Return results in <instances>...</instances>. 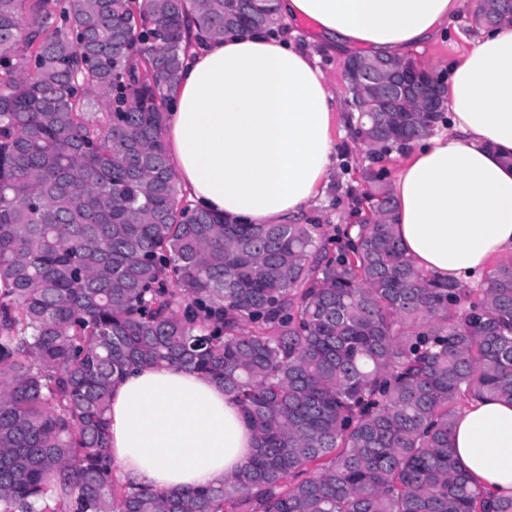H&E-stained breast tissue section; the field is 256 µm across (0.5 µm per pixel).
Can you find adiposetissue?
Here are the masks:
<instances>
[{"mask_svg": "<svg viewBox=\"0 0 512 512\" xmlns=\"http://www.w3.org/2000/svg\"><path fill=\"white\" fill-rule=\"evenodd\" d=\"M320 45L249 32L192 48L166 124L189 198L229 220L280 224L323 194L336 149V96L317 48L406 55L454 23L466 0H275ZM448 128L417 142L391 188L393 231L421 270L455 283L512 253V27L472 39L448 80ZM115 476L157 492L217 487L256 435L221 383L170 364L138 366L112 387ZM482 495L512 497V402L472 396L450 438Z\"/></svg>", "mask_w": 512, "mask_h": 512, "instance_id": "1", "label": "adipose tissue"}]
</instances>
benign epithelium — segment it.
Wrapping results in <instances>:
<instances>
[{"instance_id":"7a95c632","label":"benign epithelium","mask_w":512,"mask_h":512,"mask_svg":"<svg viewBox=\"0 0 512 512\" xmlns=\"http://www.w3.org/2000/svg\"><path fill=\"white\" fill-rule=\"evenodd\" d=\"M512 19V12L489 15L478 10L475 22L495 28ZM354 112H407L417 103L421 112H438L448 86L447 81L417 65L410 57L360 56L352 54L344 62Z\"/></svg>"}]
</instances>
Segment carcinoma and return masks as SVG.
Here are the masks:
<instances>
[{"label": "carcinoma", "mask_w": 512, "mask_h": 512, "mask_svg": "<svg viewBox=\"0 0 512 512\" xmlns=\"http://www.w3.org/2000/svg\"><path fill=\"white\" fill-rule=\"evenodd\" d=\"M189 21L279 25L252 0H0V512H512L448 446L460 402H512V263L434 279L371 174L336 252L182 203L164 107ZM437 119L352 133L380 159ZM159 363L224 384L255 430L223 486L115 481L112 385Z\"/></svg>", "instance_id": "cac0c4a2"}]
</instances>
